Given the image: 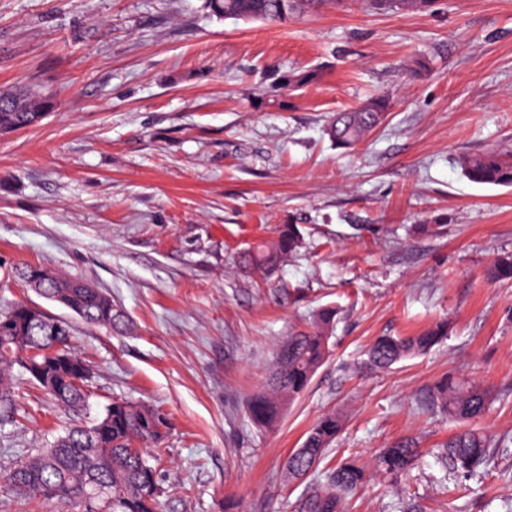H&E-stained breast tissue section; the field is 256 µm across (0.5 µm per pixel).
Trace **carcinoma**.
I'll list each match as a JSON object with an SVG mask.
<instances>
[{"mask_svg": "<svg viewBox=\"0 0 512 512\" xmlns=\"http://www.w3.org/2000/svg\"><path fill=\"white\" fill-rule=\"evenodd\" d=\"M320 0H205V7L218 17L243 21L282 22L313 8ZM375 8L402 7L414 11L430 9L435 0H371ZM54 107L53 94L41 87L0 90V134L28 127ZM389 101L376 97L357 107L338 112L327 132L336 146L348 149L374 130L388 111ZM462 175L479 185L512 188V154L488 150L459 158ZM303 248V235L295 224L284 225L272 241H261L243 251L239 264L265 276L275 274L288 258ZM496 279H512V254L498 258L491 268ZM40 283L49 295L80 307L81 321L111 333L131 330L129 315L99 289L79 287V281L57 272H41ZM337 311L324 306L310 327L295 331L277 349L265 390L254 396L248 417L258 428L276 426L284 407L297 399L313 376L329 359ZM73 336L71 326L42 314L41 325L32 326L28 310L18 304L0 305V427L14 425L25 417L24 407L12 386L18 369L28 382L59 407L76 411L85 406L95 374H80L84 358L74 355L66 365L51 366L52 376L63 379L55 389L31 374L19 355L22 347L37 351L31 361L46 359L43 351L63 344ZM448 336V324H433L417 336H380L367 352L370 370H385L424 352ZM490 394L478 384L465 385L453 378L436 381L420 398L419 405L448 416L462 429L441 445V453L464 476L485 466L492 438L466 424L480 419L490 405ZM342 428L336 412L322 415L306 432L300 447L288 457L285 478H307ZM167 418L145 402L116 398L102 415L89 423H78L33 454L0 468V489L46 505H62L69 512H160L163 488L147 450L160 449ZM422 449L412 436H403L375 456L374 470L383 478H394L412 468ZM367 482L365 469L354 461L340 464L324 478L311 483L299 499L297 512H344L346 496Z\"/></svg>", "mask_w": 512, "mask_h": 512, "instance_id": "1", "label": "carcinoma"}]
</instances>
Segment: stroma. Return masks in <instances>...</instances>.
I'll return each instance as SVG.
<instances>
[{"label": "stroma", "instance_id": "obj_1", "mask_svg": "<svg viewBox=\"0 0 512 512\" xmlns=\"http://www.w3.org/2000/svg\"><path fill=\"white\" fill-rule=\"evenodd\" d=\"M26 85L55 107L0 134V300L69 321L96 379L68 413L15 375L30 416L0 429V466L139 399L169 422L163 512H294L305 486L284 464L333 410L343 429L321 469L371 465L405 435L424 450L346 512H512V280L488 276L512 253V188L457 163L512 149V0H322L285 23L223 19L204 0H0V89ZM378 94L381 124L337 148L329 117ZM282 224L298 225L300 253L269 281L240 269L238 252ZM21 264L89 282L133 329L83 323L13 279ZM323 305L338 310L331 356L274 430L256 428L248 403L277 346ZM440 319L442 344L361 369L377 337ZM446 375L493 398L476 426L496 444L469 480L440 456L447 421L417 407Z\"/></svg>", "mask_w": 512, "mask_h": 512}]
</instances>
